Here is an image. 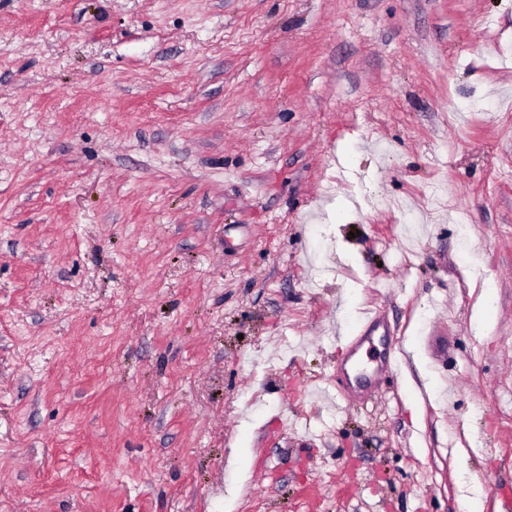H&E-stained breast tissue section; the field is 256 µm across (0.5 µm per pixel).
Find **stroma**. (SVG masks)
Instances as JSON below:
<instances>
[{
	"label": "stroma",
	"mask_w": 512,
	"mask_h": 512,
	"mask_svg": "<svg viewBox=\"0 0 512 512\" xmlns=\"http://www.w3.org/2000/svg\"><path fill=\"white\" fill-rule=\"evenodd\" d=\"M511 494L512 0H0V512Z\"/></svg>",
	"instance_id": "obj_1"
}]
</instances>
